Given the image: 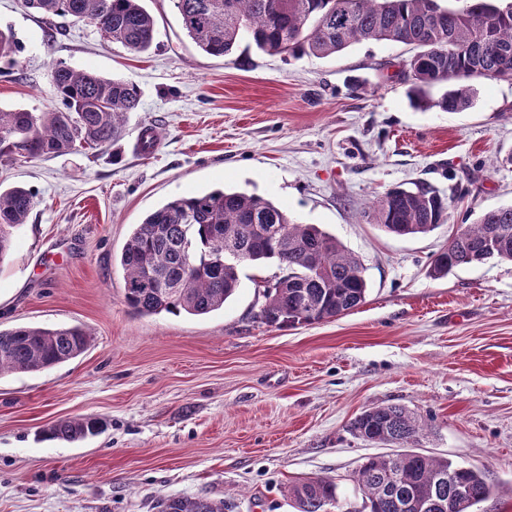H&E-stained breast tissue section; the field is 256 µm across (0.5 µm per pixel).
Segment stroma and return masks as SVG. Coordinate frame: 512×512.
<instances>
[{"mask_svg": "<svg viewBox=\"0 0 512 512\" xmlns=\"http://www.w3.org/2000/svg\"><path fill=\"white\" fill-rule=\"evenodd\" d=\"M158 46L137 57L88 22L43 19L0 0L21 45L0 61V109L54 106L53 66L135 82L139 112L117 143L32 161L0 160V186L36 195L0 263V329L81 326L78 357L0 375V512H159L200 496L232 512H295L288 487L328 477L359 505L352 474L385 453L350 431L375 405L431 418L420 450L487 471L499 491L475 512H512V262L430 277L464 215L512 205V84L472 80L471 107L419 109L403 65L412 47L362 42L288 59L239 45L195 46L173 0H143ZM161 133L140 152L143 129ZM425 181L452 199L433 232L398 237L366 223L375 198ZM254 193L316 224L358 256L364 303L329 321L272 327L247 265L222 310L134 313L122 248L166 201L217 188ZM92 416L77 442L41 432Z\"/></svg>", "mask_w": 512, "mask_h": 512, "instance_id": "stroma-1", "label": "stroma"}]
</instances>
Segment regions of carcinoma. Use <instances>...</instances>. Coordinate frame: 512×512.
Returning a JSON list of instances; mask_svg holds the SVG:
<instances>
[{
    "label": "carcinoma",
    "instance_id": "carcinoma-1",
    "mask_svg": "<svg viewBox=\"0 0 512 512\" xmlns=\"http://www.w3.org/2000/svg\"><path fill=\"white\" fill-rule=\"evenodd\" d=\"M182 29L195 46L228 57L247 41L268 55L325 57L362 41H388L436 50L410 64L407 90L412 105L456 112L471 106L476 78L512 81V3L467 0L463 8L441 0H173ZM43 16H70L94 24L101 34L133 55L154 45L156 27L141 0H22ZM19 51L14 34L0 30V59ZM448 88L438 99L430 88ZM53 96L60 106L41 112L0 110V157L35 160L122 139L139 111L138 85L59 63ZM35 195L23 186L0 189V262L13 234L26 223ZM450 204L434 187L419 182L377 197L364 213L367 223L400 237L433 232L449 220ZM235 250L237 261L224 255ZM512 261V205L484 212L460 225L431 263L443 278L461 266ZM275 261L282 275L264 285L259 318L269 326L336 318L364 302L363 265L332 235L302 224L272 201L217 189L177 197L134 225L119 259L126 304L138 314L204 316L224 308L240 287V266ZM90 334L83 327L17 326L0 330V375L39 372L82 354ZM359 438L399 450L369 456L354 473L361 512H473L497 485L486 472L453 464L415 449L432 426L399 405L364 409L350 423ZM93 417L60 421L48 430L68 442L98 435ZM296 512H348L337 486L312 477L288 486ZM224 501L174 496L160 512H230Z\"/></svg>",
    "mask_w": 512,
    "mask_h": 512
}]
</instances>
